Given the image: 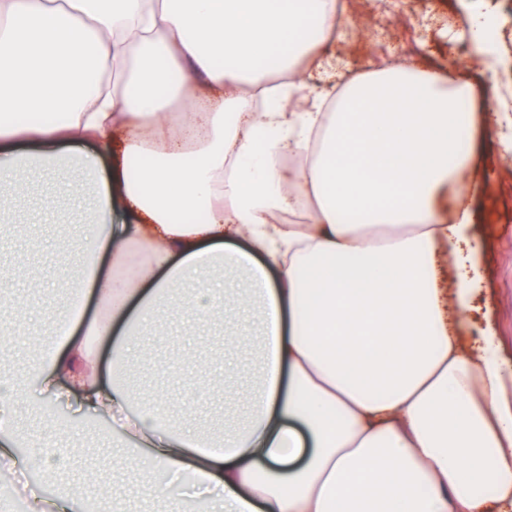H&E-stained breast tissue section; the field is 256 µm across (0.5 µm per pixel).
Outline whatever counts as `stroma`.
Here are the masks:
<instances>
[{
    "mask_svg": "<svg viewBox=\"0 0 512 512\" xmlns=\"http://www.w3.org/2000/svg\"><path fill=\"white\" fill-rule=\"evenodd\" d=\"M362 10L348 14L341 38L333 53L348 71L364 65L383 68L397 60L413 56L423 58L431 67L455 59L451 79H471L479 75L483 61H476L463 50L464 37L449 38L447 30L458 15L467 10L491 13L496 20L494 32L497 80L512 93V0H362ZM480 163L475 178L486 179V190L473 205L480 215L474 226L484 245V280L477 298L474 319L491 316L497 325L501 356L512 365V154H504L495 132L479 138ZM56 210L57 223H36L45 209ZM78 205L73 200H46L42 183H35L18 211L19 224L0 237V272L9 275L13 300L28 308L27 328L32 339L49 337L59 311L67 304L68 280L77 278V268L60 271L55 258L60 245L79 249L85 233L74 223ZM28 254L45 269V286L28 288L18 254ZM143 352L133 357V377L148 392L164 396L171 416L183 418L188 428L218 432L224 415V371L232 369L235 383L249 387L253 374V356L248 347H224L222 324L200 325L186 330L180 318L163 320L157 332L142 338ZM55 442L60 448H74L78 456L55 482H79L84 472H96L109 487L120 490L134 482L132 473L112 468V437H95L86 432H62Z\"/></svg>",
    "mask_w": 512,
    "mask_h": 512,
    "instance_id": "1",
    "label": "stroma"
}]
</instances>
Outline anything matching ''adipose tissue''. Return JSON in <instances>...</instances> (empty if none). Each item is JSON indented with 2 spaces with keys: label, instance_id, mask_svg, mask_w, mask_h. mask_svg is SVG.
<instances>
[{
  "label": "adipose tissue",
  "instance_id": "obj_1",
  "mask_svg": "<svg viewBox=\"0 0 512 512\" xmlns=\"http://www.w3.org/2000/svg\"><path fill=\"white\" fill-rule=\"evenodd\" d=\"M335 0H0V223L42 169L47 198L93 200L77 294L89 320L31 378H0V465L49 470L69 420L18 458L21 407L105 419L123 467L169 512L157 479L193 478L215 512H512V368L480 292L469 146L512 114L478 112L496 80H448L414 58L340 80ZM275 62L282 79L260 72ZM312 98L310 110L296 102ZM299 158L291 169L281 156ZM306 221L284 224V212ZM243 275L215 288L211 272ZM193 279L189 321L257 340L247 418L173 425L128 379L151 321ZM81 487H32L27 512H82Z\"/></svg>",
  "mask_w": 512,
  "mask_h": 512
}]
</instances>
